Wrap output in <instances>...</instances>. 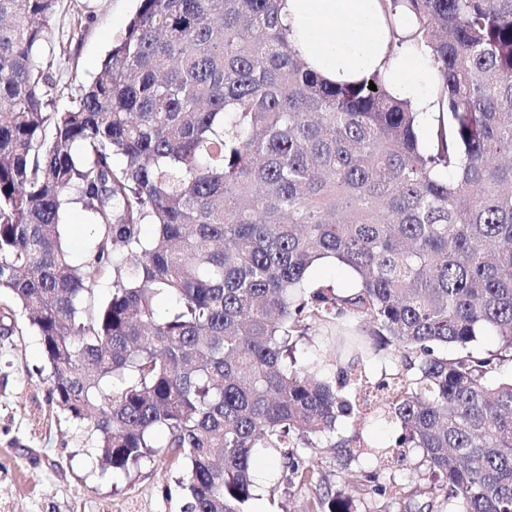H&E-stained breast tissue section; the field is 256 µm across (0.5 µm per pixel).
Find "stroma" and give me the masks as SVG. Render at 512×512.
Returning a JSON list of instances; mask_svg holds the SVG:
<instances>
[{"mask_svg": "<svg viewBox=\"0 0 512 512\" xmlns=\"http://www.w3.org/2000/svg\"><path fill=\"white\" fill-rule=\"evenodd\" d=\"M140 0H59L41 55L52 58L55 93L50 111L71 105L77 85L92 81L125 32ZM33 330L0 336V512H181L184 470L156 454L127 473L101 475L95 440L85 425L50 411L49 382ZM259 489L252 512H299L302 496L273 492L278 454L258 450Z\"/></svg>", "mask_w": 512, "mask_h": 512, "instance_id": "35a3bbf8", "label": "stroma"}]
</instances>
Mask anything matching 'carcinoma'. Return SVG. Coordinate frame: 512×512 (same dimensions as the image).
<instances>
[{"label":"carcinoma","mask_w":512,"mask_h":512,"mask_svg":"<svg viewBox=\"0 0 512 512\" xmlns=\"http://www.w3.org/2000/svg\"><path fill=\"white\" fill-rule=\"evenodd\" d=\"M57 2L0 0V334L27 316L47 404L92 431L101 471L161 451L183 512H248L254 454L277 448L282 482L315 489L306 512H358L347 490L393 495L383 473L412 448L439 485L405 512H512V0H391L439 72L424 144L379 75L311 70L279 0H140L100 76L48 112L34 50ZM74 195L94 225L77 259ZM328 258L349 289L312 282ZM314 328L336 331L332 376L295 357ZM487 331L498 349L471 351ZM368 415L400 452L352 471L369 444L338 425ZM324 440L334 493L299 453ZM66 205L63 214L65 239L69 249L76 255L83 254L90 246L89 213L77 200Z\"/></svg>","instance_id":"1"}]
</instances>
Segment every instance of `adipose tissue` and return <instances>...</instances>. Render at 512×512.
Returning <instances> with one entry per match:
<instances>
[{
	"label": "adipose tissue",
	"mask_w": 512,
	"mask_h": 512,
	"mask_svg": "<svg viewBox=\"0 0 512 512\" xmlns=\"http://www.w3.org/2000/svg\"><path fill=\"white\" fill-rule=\"evenodd\" d=\"M280 15L295 51L327 81L353 83L378 73L419 119L438 111L440 78L430 56L411 44L390 47L393 35L411 34L410 16L389 27L382 0H281Z\"/></svg>",
	"instance_id": "ef3b65f1"
}]
</instances>
